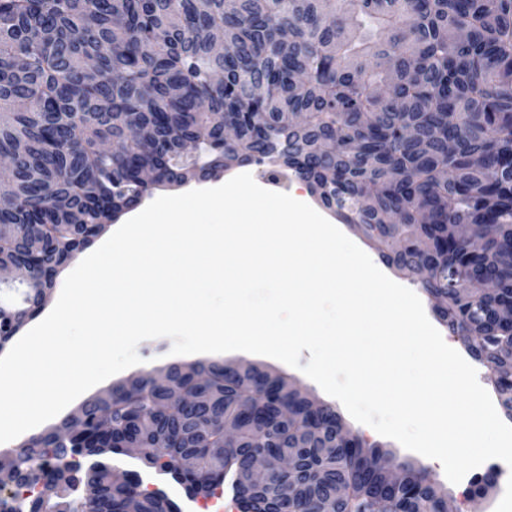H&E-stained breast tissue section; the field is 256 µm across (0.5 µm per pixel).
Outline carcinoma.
Listing matches in <instances>:
<instances>
[{
	"mask_svg": "<svg viewBox=\"0 0 512 512\" xmlns=\"http://www.w3.org/2000/svg\"><path fill=\"white\" fill-rule=\"evenodd\" d=\"M0 155V264L42 268L0 288V349L123 210L254 165L303 180L437 298L512 418V329L495 318L512 306V0H0ZM167 368L31 436L0 473L31 495L0 512H179L140 489L143 470L194 499L225 487L239 512H443L426 468L401 460L390 480L373 465L386 449L339 435L336 408L286 377L221 358ZM201 448L200 469L179 465ZM269 449L292 469L244 493Z\"/></svg>",
	"mask_w": 512,
	"mask_h": 512,
	"instance_id": "cac0c4a2",
	"label": "carcinoma"
}]
</instances>
